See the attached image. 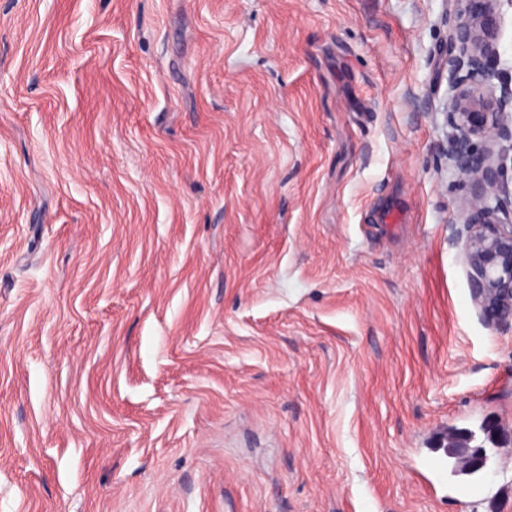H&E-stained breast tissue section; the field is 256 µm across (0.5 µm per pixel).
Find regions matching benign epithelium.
<instances>
[{
	"mask_svg": "<svg viewBox=\"0 0 512 512\" xmlns=\"http://www.w3.org/2000/svg\"><path fill=\"white\" fill-rule=\"evenodd\" d=\"M448 30V161L471 187L450 242L461 246L471 297L484 321L512 324V85L502 81V0H456ZM490 148L478 149L477 142Z\"/></svg>",
	"mask_w": 512,
	"mask_h": 512,
	"instance_id": "7a95c632",
	"label": "benign epithelium"
}]
</instances>
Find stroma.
<instances>
[{
	"instance_id": "35a3bbf8",
	"label": "stroma",
	"mask_w": 512,
	"mask_h": 512,
	"mask_svg": "<svg viewBox=\"0 0 512 512\" xmlns=\"http://www.w3.org/2000/svg\"><path fill=\"white\" fill-rule=\"evenodd\" d=\"M455 12L0 0V512H512ZM448 437H451V438L464 437V438L469 440V447L470 448H483V446H481V445H476V446H472L471 445V443L475 439V434L471 430H455L453 432H450L448 434ZM464 438L460 439L458 442H448V438L445 437L442 440V442L439 444V446L441 448H447L448 447V457L455 460L454 461V469H453L454 473L470 475V474H473L475 472H478L479 470L466 473V472H464L461 469V467L459 465L460 461H459V457L457 455V449L465 448L466 447L465 446L466 440ZM452 447H457V448H452Z\"/></svg>"
}]
</instances>
